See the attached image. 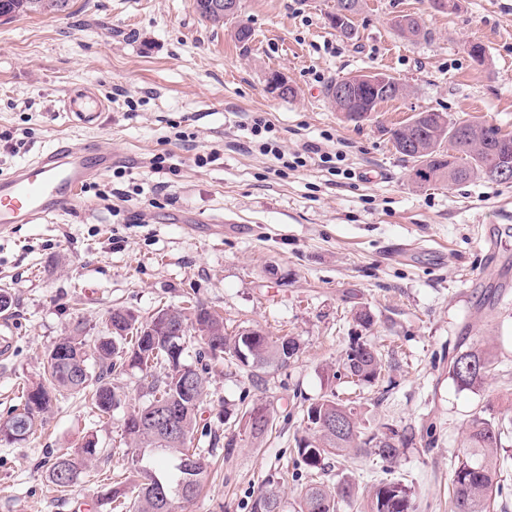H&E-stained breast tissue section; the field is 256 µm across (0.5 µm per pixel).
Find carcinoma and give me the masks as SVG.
<instances>
[{"instance_id": "1", "label": "carcinoma", "mask_w": 512, "mask_h": 512, "mask_svg": "<svg viewBox=\"0 0 512 512\" xmlns=\"http://www.w3.org/2000/svg\"><path fill=\"white\" fill-rule=\"evenodd\" d=\"M69 0H0V10L17 17L29 13H59L68 9ZM200 16L215 26L234 13L209 10L196 0ZM393 28L408 39L428 36L419 21L410 15L397 16ZM360 84L354 97L336 108L352 122L368 119L377 106L386 101L380 92L358 75ZM395 150L412 160L414 181L419 184L464 182L482 177L498 180L500 167L512 163V135L476 120L450 121L442 112H419L409 121L389 130ZM182 336L173 337L161 321L139 320L133 312L116 308L108 312L112 340L96 347L99 374L87 368L85 342L78 336H66L56 343L57 354L49 355L42 381L24 394L23 411L10 418L12 439L17 440L34 429L39 418L49 411L53 398L63 392H89L91 408L110 414L118 397L110 378L129 366L147 369L150 399L124 421L123 432L131 455V468L143 481L137 484L129 512H162L160 489L183 488V500L189 502L201 492L208 477V466L190 447L197 425V415L208 382V368L203 364L206 352L199 353L198 365L184 360L188 328L218 342L230 360L250 370L283 367L295 358L300 347L290 337L271 336L262 330L247 336L245 332L226 333L224 319L196 304L190 314L174 315ZM491 366V354L481 348L459 350L448 359V374L460 387L481 386ZM388 367L383 355L370 344L350 347L327 378L352 379L357 385H373L384 378ZM176 408L175 418L182 438L170 437L161 426L149 427L145 420L164 415L166 407ZM342 414L350 417L349 428L338 433L323 422ZM305 435L296 440V467L305 482L298 494L297 512H338L339 504L356 501V486L347 479L334 485L325 482V469L332 457L351 454L373 455L391 463L400 449L413 444L415 435L388 427L380 433L367 434L361 427L360 406L354 400H342L331 393L309 404L303 416ZM509 434L503 421L476 413L466 423L465 445L454 468L449 488L450 512H490L503 493L500 473L503 440ZM98 442L87 439L77 451L55 456L49 466V479L59 488L75 484L83 467L98 460ZM279 482L267 480L251 501L250 512H282ZM362 512H413L411 488L399 480L381 479L362 503Z\"/></svg>"}]
</instances>
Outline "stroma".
Returning a JSON list of instances; mask_svg holds the SVG:
<instances>
[{"mask_svg":"<svg viewBox=\"0 0 512 512\" xmlns=\"http://www.w3.org/2000/svg\"><path fill=\"white\" fill-rule=\"evenodd\" d=\"M336 0H240L238 22L202 20L195 0H70L66 12L0 19V131L26 142L0 151V175L58 143H95L116 157L96 176L128 194L112 215L93 192L47 224L0 234V421L22 409L52 346L79 335L87 347L110 337L112 308L150 318L193 299L217 310L229 333L261 329L294 337L288 366L253 373L210 360L207 396L194 444L209 449L201 495L177 512H249L267 479H282L283 512L297 510L294 448L305 407L345 383L328 381L354 342L376 345L392 364L389 380L363 388L367 430L415 432L389 475L411 488L415 512H448V486L471 415L512 418V183L483 179L419 185L397 153L390 128L424 111L478 120L512 133V0H460L432 11L427 0H363L347 39L332 28ZM417 17L427 38L408 41L396 16ZM488 56L478 65L466 42ZM381 71L405 84L359 123L336 112L332 80ZM284 74V99L267 85ZM90 87L108 103L86 127L57 109L66 90ZM263 113L281 150L303 145L342 151L351 178L312 165L276 174L272 155L249 142L246 115ZM184 133L177 141L175 133ZM218 157L198 166L196 155ZM171 154L176 174L150 171ZM166 191H155L157 183ZM369 310L372 325L353 313ZM485 348V384L459 389L448 373L457 347ZM145 374H113L119 402L90 412L64 395L27 441L0 443V512H113L104 492L130 475L123 422L142 406ZM265 404L272 429L252 443L234 414ZM95 437L103 453L72 487L59 489L48 467L60 451ZM235 439L232 453L223 444ZM382 462L332 464L329 481L367 492Z\"/></svg>","mask_w":512,"mask_h":512,"instance_id":"1","label":"stroma"}]
</instances>
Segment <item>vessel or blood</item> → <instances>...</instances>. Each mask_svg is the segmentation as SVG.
<instances>
[{
  "instance_id": "b4317fda",
  "label": "vessel or blood",
  "mask_w": 512,
  "mask_h": 512,
  "mask_svg": "<svg viewBox=\"0 0 512 512\" xmlns=\"http://www.w3.org/2000/svg\"><path fill=\"white\" fill-rule=\"evenodd\" d=\"M61 111L95 125L107 105L90 90L60 98ZM112 166L111 153L92 144L60 146L0 176V233L15 224H44L75 207L84 185Z\"/></svg>"
}]
</instances>
